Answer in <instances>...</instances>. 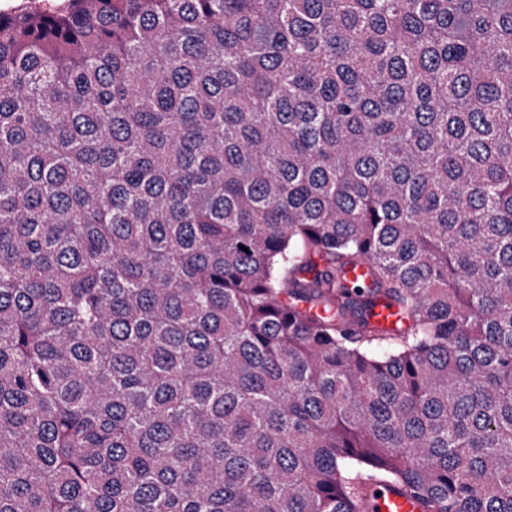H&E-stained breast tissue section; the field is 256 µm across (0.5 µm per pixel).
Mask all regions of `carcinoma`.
I'll use <instances>...</instances> for the list:
<instances>
[{
    "mask_svg": "<svg viewBox=\"0 0 512 512\" xmlns=\"http://www.w3.org/2000/svg\"><path fill=\"white\" fill-rule=\"evenodd\" d=\"M386 483L512 512V0L0 11V512Z\"/></svg>",
    "mask_w": 512,
    "mask_h": 512,
    "instance_id": "obj_1",
    "label": "carcinoma"
}]
</instances>
